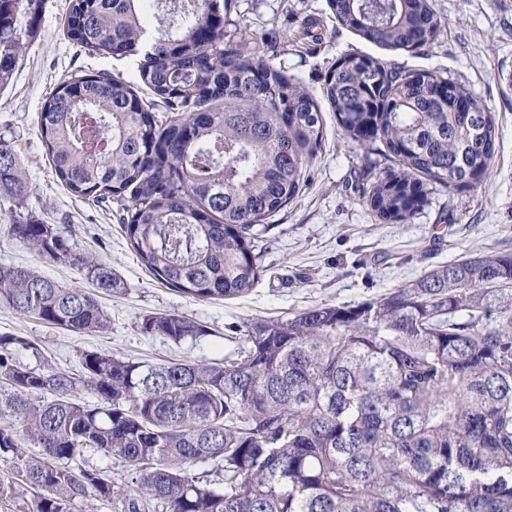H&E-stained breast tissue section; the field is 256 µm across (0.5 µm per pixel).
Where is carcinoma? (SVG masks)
Masks as SVG:
<instances>
[{
  "label": "carcinoma",
  "mask_w": 512,
  "mask_h": 512,
  "mask_svg": "<svg viewBox=\"0 0 512 512\" xmlns=\"http://www.w3.org/2000/svg\"><path fill=\"white\" fill-rule=\"evenodd\" d=\"M149 32L145 0H69L67 37L98 55L141 56L155 113L122 77L56 86L38 116L60 183L118 202L141 264L199 300L236 299L261 279L260 235L309 181L322 106L366 155L394 160L363 189L384 221H404L427 185L471 187L496 148L491 112L472 119L436 94L438 75L349 53L321 96L274 67L254 38L226 39L228 0H169ZM41 0H0V83L27 49ZM336 22L389 50L433 45L431 0H330ZM371 106L373 111L365 108ZM0 191L28 183L0 138ZM8 231L38 255L71 263L95 291L33 266L0 267V303L74 333L104 330L98 294L122 287L98 258L72 252L49 224ZM512 254L438 265L357 304H321L246 326L222 363H148L87 351L80 371L43 359L29 338L0 335V462L31 489L33 512L77 498L112 512H512ZM500 318L489 321L491 307ZM145 336L209 335L179 314L149 315ZM21 351L39 359L30 367ZM84 391L96 402L79 397ZM25 439L42 455L22 448ZM93 448L120 470L73 466ZM224 463L221 483L194 472Z\"/></svg>",
  "instance_id": "cac0c4a2"
}]
</instances>
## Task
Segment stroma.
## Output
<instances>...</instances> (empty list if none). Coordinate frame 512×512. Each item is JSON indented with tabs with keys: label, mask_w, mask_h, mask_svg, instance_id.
I'll return each mask as SVG.
<instances>
[{
	"label": "stroma",
	"mask_w": 512,
	"mask_h": 512,
	"mask_svg": "<svg viewBox=\"0 0 512 512\" xmlns=\"http://www.w3.org/2000/svg\"><path fill=\"white\" fill-rule=\"evenodd\" d=\"M68 0H44L36 35L0 85V137L11 142L30 185L21 198L0 193V266L34 265L68 286L88 287L70 263L40 258L8 231L37 221L62 228L74 253L111 266L122 289L101 295L109 318L105 331L73 333L0 305V335L36 342L53 365L74 370L85 351L139 361L223 362L239 346L233 325L273 319L324 303H359L415 280L433 266L463 258L512 254V0H433L441 36L425 53L388 51L336 23L328 0H231L229 20L246 35L264 39L276 67L321 92L329 67L359 52L410 70H435L465 87L491 111L497 128L494 160L472 188H431L416 214L384 223L350 185L366 154L324 112L323 137L299 197L272 219L263 253L264 276L244 297L200 301L157 281L127 245L108 208L72 195L46 157L37 116L66 76L102 70L138 82V59L92 54L63 32ZM179 314L207 327L208 337L179 344L141 333L145 316Z\"/></svg>",
	"instance_id": "35a3bbf8"
}]
</instances>
